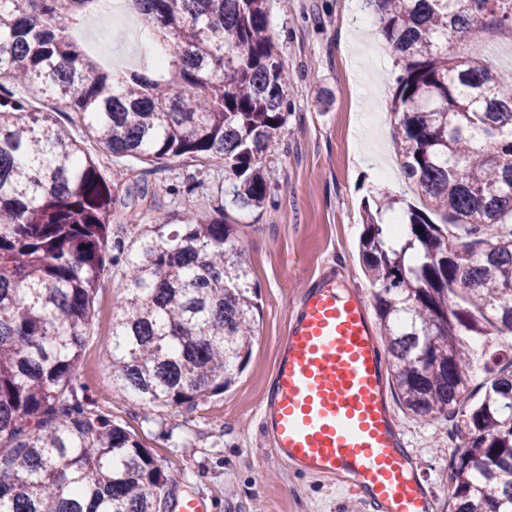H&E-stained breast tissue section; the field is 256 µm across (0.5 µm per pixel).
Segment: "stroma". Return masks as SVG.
I'll return each instance as SVG.
<instances>
[{
	"mask_svg": "<svg viewBox=\"0 0 512 512\" xmlns=\"http://www.w3.org/2000/svg\"><path fill=\"white\" fill-rule=\"evenodd\" d=\"M269 32L290 75V116L263 161L272 203L232 207L223 167L205 158L123 161L129 182L146 185L162 210L184 215L194 193L206 197L207 214L223 211L234 225V244L261 306L249 362L224 393L192 410L146 407L115 390L106 350L126 281L111 266L101 277L75 382L86 386L89 409L108 413L151 449L169 476L171 497H200L209 512H319L326 502L331 512H356L353 503L330 499L321 482L288 470L260 434L257 416L303 284L332 270L337 287L355 284L374 295L359 253L365 202L387 194L417 204L423 197L392 149L390 102L400 65H381L377 50L386 41L378 18L354 0H273ZM455 50L512 71L510 36L484 35ZM322 89L334 97L326 110L315 103ZM397 418L411 439L419 478L447 498L452 422L419 423L402 412Z\"/></svg>",
	"mask_w": 512,
	"mask_h": 512,
	"instance_id": "obj_1",
	"label": "stroma"
}]
</instances>
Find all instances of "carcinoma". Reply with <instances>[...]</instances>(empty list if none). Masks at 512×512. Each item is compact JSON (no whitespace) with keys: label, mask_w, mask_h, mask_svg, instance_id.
<instances>
[{"label":"carcinoma","mask_w":512,"mask_h":512,"mask_svg":"<svg viewBox=\"0 0 512 512\" xmlns=\"http://www.w3.org/2000/svg\"><path fill=\"white\" fill-rule=\"evenodd\" d=\"M102 0H10L0 8V512H162L168 476L138 436L86 408L75 370L99 277L128 281L111 322L112 386L147 406L193 409L232 384L261 310L224 216L171 232L112 235L120 185L105 156L204 157L232 176L231 203L270 198L265 156L290 115L269 0H135L166 60L108 70L75 32ZM402 63L394 145L426 209L406 206L393 241L382 195L359 248L401 408L465 416L448 512H512V74L450 51L489 27L512 36V0H365ZM59 98L66 122L37 104ZM82 130L81 136L72 128ZM446 216L436 224L430 214ZM485 382L470 390L473 368Z\"/></svg>","instance_id":"1"}]
</instances>
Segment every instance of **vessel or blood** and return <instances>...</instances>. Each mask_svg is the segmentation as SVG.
Wrapping results in <instances>:
<instances>
[{
  "mask_svg": "<svg viewBox=\"0 0 512 512\" xmlns=\"http://www.w3.org/2000/svg\"><path fill=\"white\" fill-rule=\"evenodd\" d=\"M387 372L361 290L315 280L279 343L258 430L287 468L336 486L359 512H441L414 475Z\"/></svg>",
  "mask_w": 512,
  "mask_h": 512,
  "instance_id": "1",
  "label": "vessel or blood"
}]
</instances>
